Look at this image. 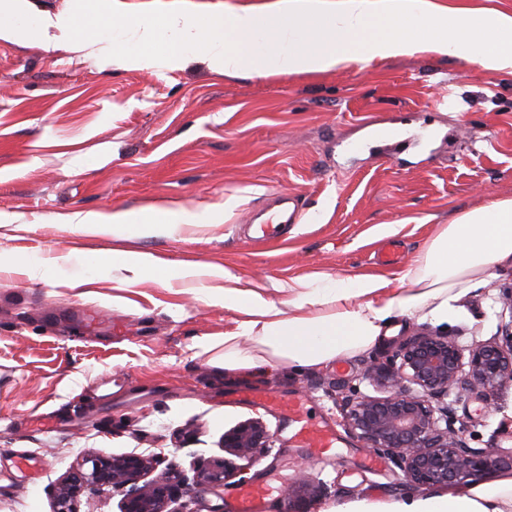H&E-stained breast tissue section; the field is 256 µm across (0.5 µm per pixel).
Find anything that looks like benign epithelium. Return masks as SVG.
Listing matches in <instances>:
<instances>
[{
	"instance_id": "benign-epithelium-1",
	"label": "benign epithelium",
	"mask_w": 512,
	"mask_h": 512,
	"mask_svg": "<svg viewBox=\"0 0 512 512\" xmlns=\"http://www.w3.org/2000/svg\"><path fill=\"white\" fill-rule=\"evenodd\" d=\"M493 338L461 346L446 332L421 329L366 367L362 379L381 392L357 391L342 400L345 428L363 445L387 456L416 488L467 484L501 467H512V453L472 448L467 426L455 414L464 391L494 393L512 386V321ZM273 436L260 418L224 432L221 447L253 461L272 449ZM160 464L155 456L128 453L88 454L55 488L54 512H77L76 503L90 488L123 493L121 512H168L185 477L174 465L154 479L144 476ZM237 472L229 460L196 468V477L221 486ZM306 483L288 490V512H311Z\"/></svg>"
}]
</instances>
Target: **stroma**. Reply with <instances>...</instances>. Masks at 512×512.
I'll return each mask as SVG.
<instances>
[{"label": "stroma", "mask_w": 512, "mask_h": 512, "mask_svg": "<svg viewBox=\"0 0 512 512\" xmlns=\"http://www.w3.org/2000/svg\"><path fill=\"white\" fill-rule=\"evenodd\" d=\"M421 132L401 159L378 156L360 126ZM360 143L338 154L337 142ZM299 194L305 223L254 243L245 218L266 195ZM512 197V75H482L431 54L355 64L318 76H224L204 64L154 72L102 69L69 40L44 47L0 42V512H53V490L86 453H157L188 481L176 512H224L241 481L276 476L286 488L306 467L315 508L410 486L390 460L368 454L346 431L338 396L371 393L362 371L419 329L368 351L298 373L235 379L209 367L198 339H218L239 315L211 303L223 280L206 275L129 280L113 252H149L170 266H220L250 288L286 300L314 273L401 276L434 225ZM208 208L212 224L175 232L126 224L101 231L68 223L77 213ZM392 225L391 235L380 228ZM400 242L405 262L377 252ZM50 260L30 279L23 261ZM512 268L455 304L444 329L462 345L498 332L500 288ZM269 388L306 400L341 443L317 463L298 450L295 430L272 410L238 402ZM474 448L512 449V387L494 400L464 393L455 406ZM260 417L268 454L240 478L213 487L192 481L198 461L223 457L219 441Z\"/></svg>", "instance_id": "stroma-1"}]
</instances>
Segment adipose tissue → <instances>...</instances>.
Here are the masks:
<instances>
[{
  "instance_id": "adipose-tissue-1",
  "label": "adipose tissue",
  "mask_w": 512,
  "mask_h": 512,
  "mask_svg": "<svg viewBox=\"0 0 512 512\" xmlns=\"http://www.w3.org/2000/svg\"><path fill=\"white\" fill-rule=\"evenodd\" d=\"M98 3L99 18L82 24L62 12L41 14L28 25L30 0H0V40L49 44L74 37L84 48L104 18L133 30L130 44L105 48L100 57L103 66L120 69L178 70L197 60L223 75H317L427 52L481 73L512 75V14L467 0H275L268 12L239 8L203 15L185 0H169L134 24L123 0ZM215 219L208 209L179 208L78 212L69 221L172 232L181 224ZM511 265L512 198H504L436 225L399 284L374 273L302 278L289 285L283 306L254 291L225 289L221 302L243 319L225 333L223 353L209 364L228 377L318 368L369 350L399 321L446 323L455 302L484 285L493 268ZM321 512H512V472L443 492L352 499Z\"/></svg>"
}]
</instances>
